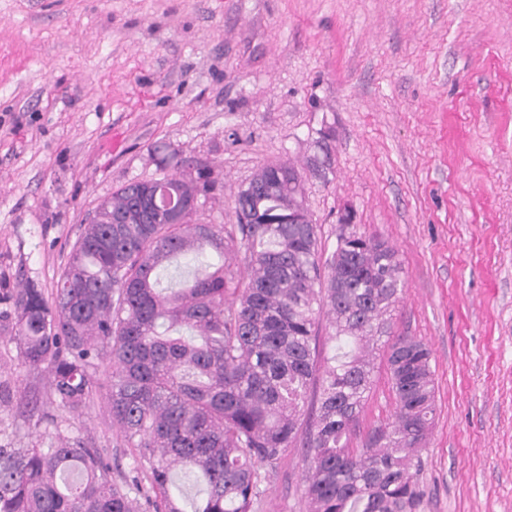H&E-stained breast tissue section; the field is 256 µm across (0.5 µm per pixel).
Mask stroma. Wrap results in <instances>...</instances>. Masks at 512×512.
<instances>
[{"label": "stroma", "instance_id": "1", "mask_svg": "<svg viewBox=\"0 0 512 512\" xmlns=\"http://www.w3.org/2000/svg\"><path fill=\"white\" fill-rule=\"evenodd\" d=\"M159 142L221 184L196 222L235 223L240 186L289 162L328 245L347 216L395 247L386 331L430 348L438 404L419 512H512V0H0V281L53 294L97 204L159 176ZM374 363L355 448L395 412ZM90 375L71 411L0 338V443L59 431L129 470L107 365ZM306 468L299 448L260 468L253 512H308Z\"/></svg>", "mask_w": 512, "mask_h": 512}]
</instances>
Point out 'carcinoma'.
Returning <instances> with one entry per match:
<instances>
[{"mask_svg":"<svg viewBox=\"0 0 512 512\" xmlns=\"http://www.w3.org/2000/svg\"><path fill=\"white\" fill-rule=\"evenodd\" d=\"M175 174L128 182L105 199L100 219L75 242L52 299L33 283L0 285V332L21 361L48 365L50 388L79 411L89 369L107 362L112 424L133 466L112 479L101 448L56 435L44 444H0V512H252L259 467L275 468L301 444L308 460L310 512H417L421 443L437 414L427 346L383 336L384 316L404 291L395 249L341 224L327 251L312 219L299 170L268 163L237 192L247 224H110L130 213L142 190L159 186L185 201L216 189L210 169L154 148ZM281 180H273V169ZM243 254L247 280L225 263ZM203 258L177 285L172 260ZM335 353L318 366L321 314ZM386 349L394 419L360 448L351 434ZM183 475L178 483L174 472Z\"/></svg>","mask_w":512,"mask_h":512,"instance_id":"obj_1","label":"carcinoma"}]
</instances>
